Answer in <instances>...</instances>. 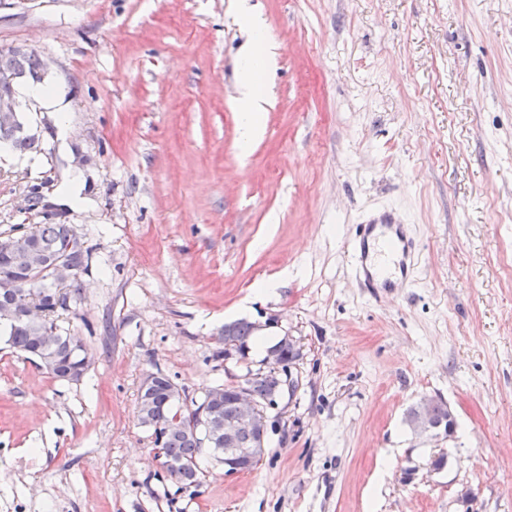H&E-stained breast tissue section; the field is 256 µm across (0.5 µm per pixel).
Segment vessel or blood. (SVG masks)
<instances>
[{
  "label": "vessel or blood",
  "mask_w": 512,
  "mask_h": 512,
  "mask_svg": "<svg viewBox=\"0 0 512 512\" xmlns=\"http://www.w3.org/2000/svg\"><path fill=\"white\" fill-rule=\"evenodd\" d=\"M350 246L355 277L370 295L415 277L419 244L405 234L402 225L390 213H377L363 220Z\"/></svg>",
  "instance_id": "b4317fda"
}]
</instances>
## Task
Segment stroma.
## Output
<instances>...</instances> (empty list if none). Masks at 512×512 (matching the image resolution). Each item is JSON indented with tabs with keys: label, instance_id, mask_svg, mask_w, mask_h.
<instances>
[{
	"label": "stroma",
	"instance_id": "stroma-1",
	"mask_svg": "<svg viewBox=\"0 0 512 512\" xmlns=\"http://www.w3.org/2000/svg\"><path fill=\"white\" fill-rule=\"evenodd\" d=\"M248 5L276 58L245 147L235 0H0V47L68 104L61 125L21 99L39 145L0 165V238L73 226L91 260L55 322L92 359L60 382L0 342V512H512V0ZM383 211L421 269L372 300L347 247ZM286 336L261 461L228 477L202 454L182 488L145 375L186 410ZM426 396L452 436L408 428ZM254 329V325L246 321H237L225 325L224 354L226 355V347L229 346L230 348L235 349V352L241 358H245Z\"/></svg>",
	"mask_w": 512,
	"mask_h": 512
}]
</instances>
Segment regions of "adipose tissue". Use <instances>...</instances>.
Instances as JSON below:
<instances>
[{
    "instance_id": "1",
    "label": "adipose tissue",
    "mask_w": 512,
    "mask_h": 512,
    "mask_svg": "<svg viewBox=\"0 0 512 512\" xmlns=\"http://www.w3.org/2000/svg\"><path fill=\"white\" fill-rule=\"evenodd\" d=\"M238 18L254 34L251 49L245 56L240 69V93H241V140L249 142L257 133L260 115L263 110V97L259 87L257 66L270 62L272 54L270 45L263 37V21L253 14L247 6H240Z\"/></svg>"
}]
</instances>
